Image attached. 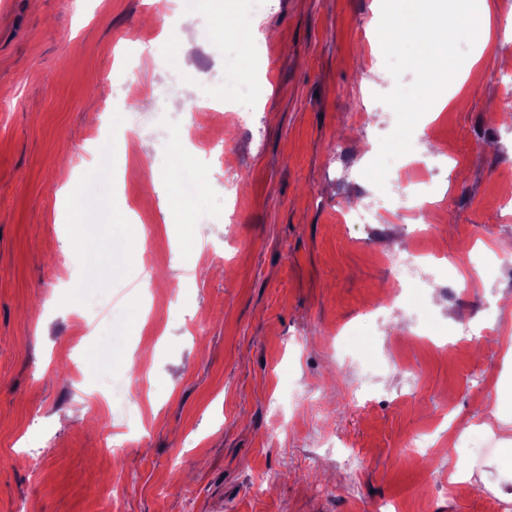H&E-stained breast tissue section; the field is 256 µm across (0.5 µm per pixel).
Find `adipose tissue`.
Returning a JSON list of instances; mask_svg holds the SVG:
<instances>
[{"mask_svg":"<svg viewBox=\"0 0 512 512\" xmlns=\"http://www.w3.org/2000/svg\"><path fill=\"white\" fill-rule=\"evenodd\" d=\"M451 13L426 12L421 0H385L384 13L379 27V44L390 50L409 42L424 50L420 67V99L423 108H433L439 101L432 85L436 77H446L449 84L460 83L466 68L457 62L458 29L449 23V14L469 21L471 33L483 55L497 54L495 36L484 23L489 12L487 0H452Z\"/></svg>","mask_w":512,"mask_h":512,"instance_id":"adipose-tissue-1","label":"adipose tissue"}]
</instances>
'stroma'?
I'll return each mask as SVG.
<instances>
[{
    "label": "stroma",
    "instance_id": "35a3bbf8",
    "mask_svg": "<svg viewBox=\"0 0 512 512\" xmlns=\"http://www.w3.org/2000/svg\"><path fill=\"white\" fill-rule=\"evenodd\" d=\"M381 2L196 0L212 36L185 44L173 0H0V512H494L512 499V358L486 309L512 298V258L476 256L512 243L497 220L512 47L477 59L459 23L474 72L441 112H410L423 51L379 48ZM234 15L274 31L271 57L239 42ZM220 38L234 66L210 51ZM245 79L254 123L230 110ZM160 90L195 113L200 141L198 189L174 204L177 175L150 185L123 152L133 130L152 157L171 146ZM430 145L449 158L430 177L429 237L386 214L343 223L387 194L391 158ZM137 238L163 272L144 292L138 255L110 261ZM415 246L439 283L417 305L386 260ZM343 326L364 336L341 369ZM135 385L134 414L122 390ZM487 420L484 451L449 445ZM419 430L435 446L411 462ZM459 461L471 477L452 494Z\"/></svg>",
    "mask_w": 512,
    "mask_h": 512
}]
</instances>
